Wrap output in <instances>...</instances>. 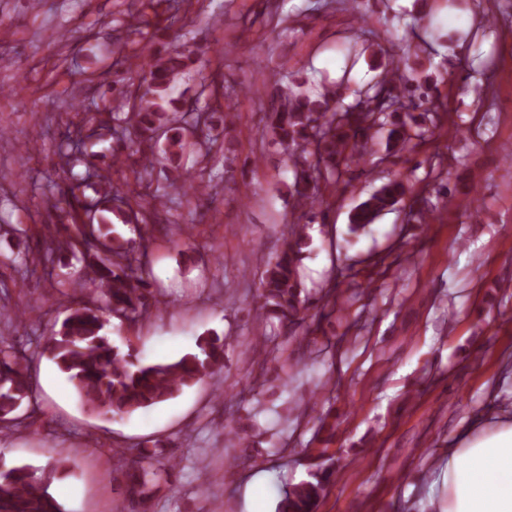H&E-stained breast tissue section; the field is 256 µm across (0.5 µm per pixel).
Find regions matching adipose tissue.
<instances>
[{"label": "adipose tissue", "instance_id": "obj_1", "mask_svg": "<svg viewBox=\"0 0 512 512\" xmlns=\"http://www.w3.org/2000/svg\"><path fill=\"white\" fill-rule=\"evenodd\" d=\"M441 512H512V417L448 451Z\"/></svg>", "mask_w": 512, "mask_h": 512}]
</instances>
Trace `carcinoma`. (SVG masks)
I'll return each mask as SVG.
<instances>
[{
	"label": "carcinoma",
	"mask_w": 512,
	"mask_h": 512,
	"mask_svg": "<svg viewBox=\"0 0 512 512\" xmlns=\"http://www.w3.org/2000/svg\"><path fill=\"white\" fill-rule=\"evenodd\" d=\"M415 28L404 24L389 29L387 42L408 44ZM193 64L192 51L174 48L140 65L139 77L149 82L146 94L136 99L120 93L122 102L112 106L108 119L85 115L82 128L88 135L76 138L69 132L60 138L58 153L73 184L65 189L50 181L41 187L47 213L58 214L61 224L46 225L47 242L38 248V264L62 288L75 277L83 279L82 287L64 292L75 307L60 329L51 332L43 350L89 409L100 414L124 415L161 403L224 367V338L218 335L199 337L197 351L174 362L142 364L132 353H120L104 333L108 314L134 329L158 308L151 262L142 257L156 235L168 234L167 214L175 197L204 189L200 183L187 187L188 172L175 166L177 159L193 151L202 159L214 154V142L205 135L212 113L192 112L182 123L177 119L182 108L176 96L178 82ZM286 72V66L276 72L282 103L272 113L271 130L292 163L295 206L307 213L325 203L321 184L349 185L345 176L363 160L371 141L360 126L363 120L379 123L387 141L402 150L411 151L425 139L415 116L391 109L393 100L407 98L413 108L429 111V94L403 55L383 67L380 80L351 89V104L330 87H322L313 98L284 85ZM353 110L364 113V118L355 125L344 123L342 116ZM110 138L121 142L128 153L112 154V164L102 168L99 162L107 158L106 151H90L87 146ZM127 161L142 177L150 179L155 173L159 177L154 191L136 201L131 200L128 184L112 180V168ZM405 194L403 177L389 179L354 208L352 229L367 228ZM114 218L133 226L136 239L124 243L112 236ZM292 235L295 239L285 241L266 264L256 315L270 311L286 324L301 325L316 315L307 313L301 297L299 225H293ZM61 251L70 252L78 263L63 278L57 272ZM29 361L26 351L0 343L3 422L30 398ZM153 456L148 450L139 461L126 465L125 493L131 503L145 505ZM71 470L67 459L45 468L25 464L0 468V512H63L51 487ZM312 477L288 492L278 512H317L326 477L319 472Z\"/></svg>",
	"instance_id": "cac0c4a2"
}]
</instances>
